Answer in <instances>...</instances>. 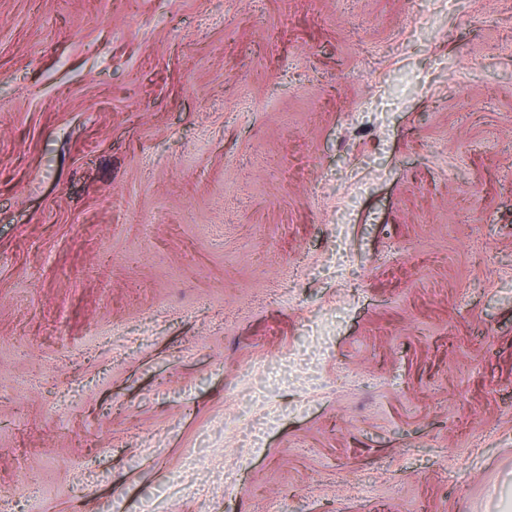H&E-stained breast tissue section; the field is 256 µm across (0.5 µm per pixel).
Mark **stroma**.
I'll list each match as a JSON object with an SVG mask.
<instances>
[{
	"label": "stroma",
	"instance_id": "stroma-1",
	"mask_svg": "<svg viewBox=\"0 0 512 512\" xmlns=\"http://www.w3.org/2000/svg\"><path fill=\"white\" fill-rule=\"evenodd\" d=\"M511 490L512 0H0V512Z\"/></svg>",
	"mask_w": 512,
	"mask_h": 512
}]
</instances>
